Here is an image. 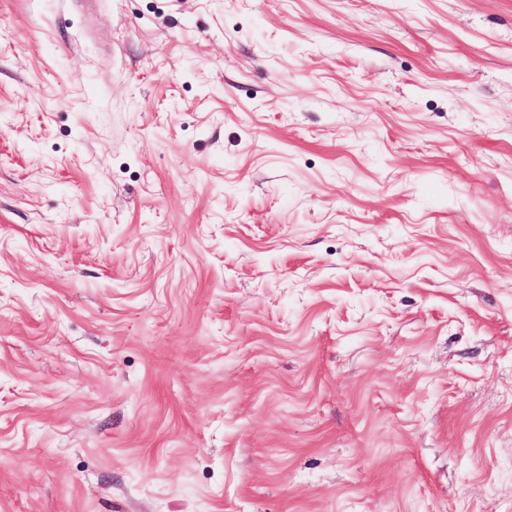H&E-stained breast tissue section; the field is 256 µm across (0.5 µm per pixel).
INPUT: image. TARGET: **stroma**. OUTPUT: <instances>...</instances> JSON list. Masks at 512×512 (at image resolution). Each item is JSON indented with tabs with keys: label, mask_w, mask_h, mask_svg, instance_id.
Here are the masks:
<instances>
[{
	"label": "stroma",
	"mask_w": 512,
	"mask_h": 512,
	"mask_svg": "<svg viewBox=\"0 0 512 512\" xmlns=\"http://www.w3.org/2000/svg\"><path fill=\"white\" fill-rule=\"evenodd\" d=\"M0 512H512V0H0Z\"/></svg>",
	"instance_id": "obj_1"
}]
</instances>
